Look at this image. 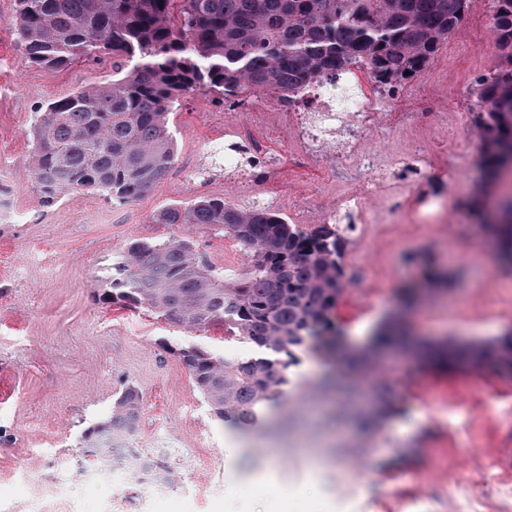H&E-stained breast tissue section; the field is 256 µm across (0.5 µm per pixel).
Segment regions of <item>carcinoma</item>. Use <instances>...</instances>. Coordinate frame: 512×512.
<instances>
[{"mask_svg":"<svg viewBox=\"0 0 512 512\" xmlns=\"http://www.w3.org/2000/svg\"><path fill=\"white\" fill-rule=\"evenodd\" d=\"M498 62L476 78L472 124L487 184L512 166V0H492ZM471 0H16L12 36L27 61L59 69L82 59L112 61L117 78L57 99L31 130V174L47 207L73 191L122 205L148 196L175 162L170 122L181 99L213 91L241 101L268 91L303 104L313 82L366 69L388 91L420 73L466 20ZM157 224L189 225L235 239L250 256L242 271L217 270L177 234L128 243L109 268L105 301L142 309L186 329H224L264 355L228 362L200 345L178 351L213 415L245 431L283 406L290 368L309 353L338 354L350 372L373 370L375 353L415 358L400 324L383 322L369 347L348 349L335 313L345 293L349 239L337 224L303 228L264 205L240 207L198 196L160 210ZM497 256L512 266V199L489 225ZM442 353L476 366L512 362V337L471 341ZM143 413L140 392H119L112 411L84 434L90 464L128 446Z\"/></svg>","mask_w":512,"mask_h":512,"instance_id":"carcinoma-1","label":"carcinoma"}]
</instances>
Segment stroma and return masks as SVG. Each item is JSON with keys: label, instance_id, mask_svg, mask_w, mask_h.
I'll return each mask as SVG.
<instances>
[{"label": "stroma", "instance_id": "1", "mask_svg": "<svg viewBox=\"0 0 512 512\" xmlns=\"http://www.w3.org/2000/svg\"><path fill=\"white\" fill-rule=\"evenodd\" d=\"M492 11L491 0H472L429 66L377 110L361 147L389 158L378 173L341 166L330 145L293 169L295 142L271 123L262 163L268 191L226 178L225 125L272 119L281 107L262 92L241 103L195 93L171 117L178 157L151 195L122 206L78 191L47 207L31 183L34 116L111 83L112 65L30 64L11 35L14 0H0V196L24 215L0 223V512H50L57 499L63 512H110L122 496L127 512H512L511 369L387 359L358 374L354 394L334 400L361 412L363 390L387 383L392 414L364 434L335 410L315 408L307 390L326 366L306 357L293 369L290 436L242 438L211 414L175 352L198 344L237 361L260 356L257 346L102 301L103 278L125 244L171 235L154 223L158 211L211 195L271 206L292 224L315 225L331 211L350 225L351 281L336 319L352 345H366L389 318L423 344L511 334L512 271L497 264L472 207L484 190L470 90L497 60ZM424 98L434 107L423 122L415 106ZM366 187L360 216L344 198ZM194 240L215 268L248 260L227 236L199 231ZM128 386L144 403L134 446L162 442L194 460L193 469L173 473L169 496L75 478L82 433ZM313 453L323 468L312 465Z\"/></svg>", "mask_w": 512, "mask_h": 512}]
</instances>
